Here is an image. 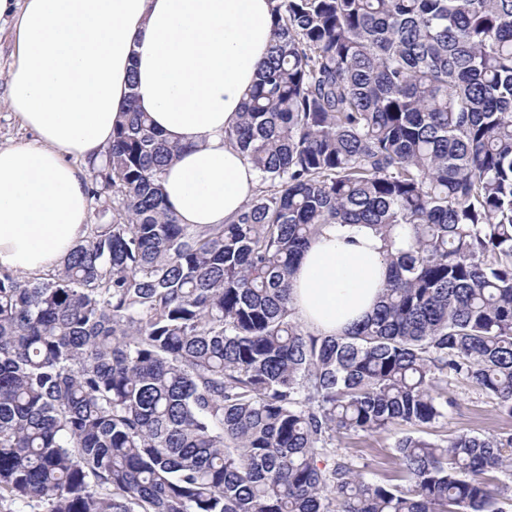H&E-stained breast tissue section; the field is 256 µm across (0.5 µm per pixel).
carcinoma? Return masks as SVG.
Listing matches in <instances>:
<instances>
[{
	"label": "carcinoma",
	"mask_w": 512,
	"mask_h": 512,
	"mask_svg": "<svg viewBox=\"0 0 512 512\" xmlns=\"http://www.w3.org/2000/svg\"><path fill=\"white\" fill-rule=\"evenodd\" d=\"M231 221L166 206L168 143L129 102L53 272L0 270V502L16 512H509L512 434L435 441L462 376L512 417V0H275ZM328 224L389 277L339 336L290 278ZM393 432L400 483L323 464Z\"/></svg>",
	"instance_id": "carcinoma-1"
}]
</instances>
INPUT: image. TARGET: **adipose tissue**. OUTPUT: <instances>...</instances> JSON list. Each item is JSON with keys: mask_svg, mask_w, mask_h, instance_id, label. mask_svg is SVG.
Masks as SVG:
<instances>
[{"mask_svg": "<svg viewBox=\"0 0 512 512\" xmlns=\"http://www.w3.org/2000/svg\"><path fill=\"white\" fill-rule=\"evenodd\" d=\"M270 0H0L15 46L6 97L35 141L0 146V268L40 275L87 233L88 182L128 102L178 158L163 180L185 224L230 221L259 184L224 140L271 39ZM382 243L327 226L291 277V304L317 333L372 313L388 277Z\"/></svg>", "mask_w": 512, "mask_h": 512, "instance_id": "ef3b65f1", "label": "adipose tissue"}]
</instances>
